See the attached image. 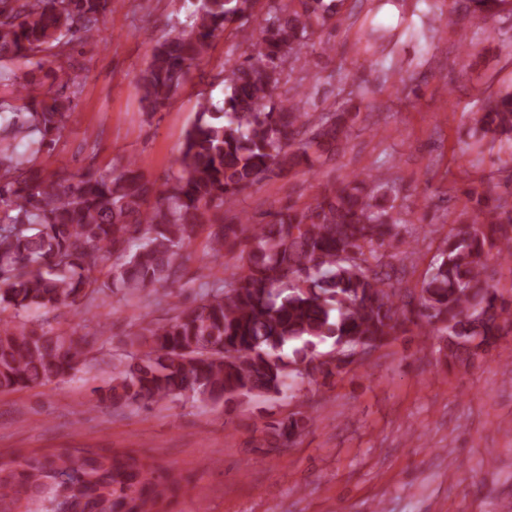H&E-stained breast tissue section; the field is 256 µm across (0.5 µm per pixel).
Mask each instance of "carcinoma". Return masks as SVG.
Listing matches in <instances>:
<instances>
[{
  "label": "carcinoma",
  "instance_id": "cac0c4a2",
  "mask_svg": "<svg viewBox=\"0 0 512 512\" xmlns=\"http://www.w3.org/2000/svg\"><path fill=\"white\" fill-rule=\"evenodd\" d=\"M257 0H191L185 28L156 40L136 75L145 112L164 108L226 25ZM344 0H282L259 34L242 30L250 53L224 62V99L198 103L180 148L179 170L158 187L137 161L112 176L89 166L48 173L35 155L50 152L75 111L76 78L43 90L34 71L76 68L74 41L101 35L110 0H0V391L45 385L86 362L90 341L42 323L17 322L93 301L107 289L135 295L174 284L176 258L199 232L215 258L235 263L221 278L199 268L208 292L149 321L129 338L138 355L112 377L99 401L148 407L188 395L215 404L275 397L288 380L329 378L413 325L445 341L444 357L471 363L512 333V295L486 275L496 252L512 260V205L475 198L472 221L448 235L424 279L418 305L405 301L387 271V249L401 242L388 184L366 175L325 189L314 202L288 205L269 220L224 223V205L241 191L312 161L309 149L334 155L353 112L314 122L297 98L278 94L286 72L307 71L300 55L316 31L340 15ZM500 0H472L471 18L487 20ZM31 70L19 77L8 64ZM474 133L512 141V92L488 98ZM34 148L27 157L18 146ZM119 262L100 269L110 255ZM356 360H321L319 347ZM293 357L284 356L286 347ZM310 416L298 411L267 426L265 445L280 448ZM179 479L153 461L113 448H65L0 463V512H162Z\"/></svg>",
  "mask_w": 512,
  "mask_h": 512
}]
</instances>
